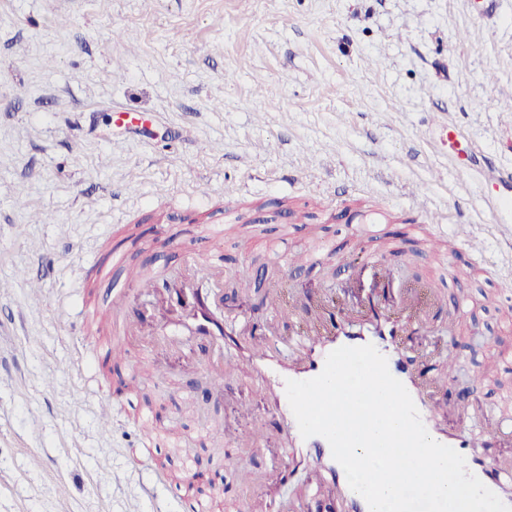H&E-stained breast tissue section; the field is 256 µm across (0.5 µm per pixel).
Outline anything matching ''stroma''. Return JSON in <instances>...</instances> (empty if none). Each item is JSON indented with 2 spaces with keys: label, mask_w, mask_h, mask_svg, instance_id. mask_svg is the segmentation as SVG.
I'll list each match as a JSON object with an SVG mask.
<instances>
[{
  "label": "stroma",
  "mask_w": 512,
  "mask_h": 512,
  "mask_svg": "<svg viewBox=\"0 0 512 512\" xmlns=\"http://www.w3.org/2000/svg\"><path fill=\"white\" fill-rule=\"evenodd\" d=\"M142 3L0 0V512H190L175 480L185 460L211 477L200 501L218 500L232 474L278 461L263 391L230 373L223 395L204 397L207 347L167 346L145 326L125 360L81 353L86 329L110 328L105 318L87 326L86 309L124 288L126 267L172 270L192 250L223 266L225 315L259 324L273 284L337 296L338 279L367 282L368 253L405 250L440 294L432 315L464 313L461 336L415 340L426 374L448 351L458 357V381L439 400L455 402L491 346L503 358L476 401L512 391V292L489 271L512 248L493 235L479 264L453 239L457 225H490L487 198L504 193L485 192V155L512 166V123L487 79L512 84V0ZM115 104L149 114L150 137L116 125ZM441 120L462 139L438 147ZM416 194L448 212L443 253L410 226L422 215ZM374 206L388 213L382 236L353 252L356 216ZM217 225L211 248L205 233ZM103 245L123 261L91 288L83 273ZM306 250L317 260L281 272ZM244 266L263 274L246 294L231 281ZM20 268L45 283L44 306H30ZM155 364L165 380L132 381ZM104 391L118 394L107 433ZM147 410L166 427L146 449L137 416ZM258 421L262 449L234 447L235 432ZM208 422L223 424V446ZM173 436L189 456L171 452Z\"/></svg>",
  "instance_id": "35a3bbf8"
}]
</instances>
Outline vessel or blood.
Returning a JSON list of instances; mask_svg holds the SVG:
<instances>
[{"label":"vessel or blood","instance_id":"1","mask_svg":"<svg viewBox=\"0 0 512 512\" xmlns=\"http://www.w3.org/2000/svg\"><path fill=\"white\" fill-rule=\"evenodd\" d=\"M457 240L473 258L485 260L488 243L482 235L462 226ZM405 263L403 256L393 252L372 256L375 274L370 293L340 305L324 300L306 301L274 286L266 298L269 317L259 329L211 319L215 307L210 291L224 283V271L214 261L191 257L185 274L179 277L162 271L146 273L130 266L126 277L143 297L162 288L181 290L185 299L180 302L175 318L158 327L157 333L203 337L213 343L222 353L220 367L210 372L216 385H223L224 368L229 365L244 377L256 380L265 390L270 410L281 419L285 435L282 459L272 473L275 483L287 484L294 469L301 465L312 478L327 479L328 495L339 499L345 512H369L364 498L350 489L327 440L320 436L301 437L287 400L285 382L317 376L327 355L338 347L371 344L386 357L390 373L409 391L430 436L461 453L469 471L505 504L512 505V491L504 485L505 479L512 476V463L502 461L493 452L501 436L499 420L512 419V402L503 399L497 405L482 408L467 400L460 405V413L481 418V425L463 430L444 423L446 411L434 392L447 388L455 379L454 372L441 371L424 378L409 356L411 338L429 336L435 330L427 309L436 302L437 295L431 290L422 297L410 292L403 301H395L393 290L401 285L399 269ZM108 314L113 335L138 333V317L126 294L113 297ZM281 326L295 331L292 342L297 356L287 362L281 360L278 347L277 329Z\"/></svg>","mask_w":512,"mask_h":512}]
</instances>
